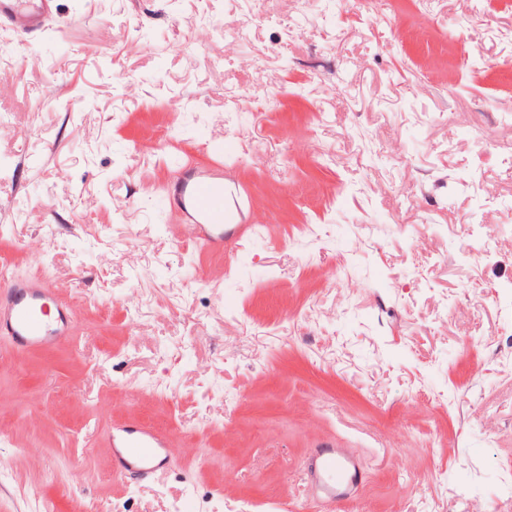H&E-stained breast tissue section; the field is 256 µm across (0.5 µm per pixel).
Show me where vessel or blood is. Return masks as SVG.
I'll list each match as a JSON object with an SVG mask.
<instances>
[{"label": "vessel or blood", "mask_w": 512, "mask_h": 512, "mask_svg": "<svg viewBox=\"0 0 512 512\" xmlns=\"http://www.w3.org/2000/svg\"><path fill=\"white\" fill-rule=\"evenodd\" d=\"M54 0H0V22L19 34L46 30L53 18ZM167 195L183 219L193 227L201 246L220 251L240 244L245 225L244 195L229 190L218 171L181 167ZM69 311L53 289L32 278L8 277L0 281V334L9 336L16 350L47 348L69 336ZM164 433L126 426L112 433V468L117 475H154L169 464ZM307 474L322 506L350 499L361 481L357 462L342 449L316 448L309 457Z\"/></svg>", "instance_id": "1"}]
</instances>
